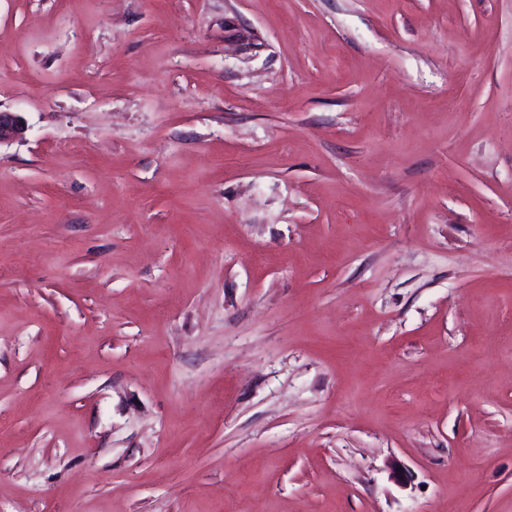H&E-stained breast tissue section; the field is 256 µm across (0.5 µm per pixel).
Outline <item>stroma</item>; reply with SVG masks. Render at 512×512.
<instances>
[{
	"mask_svg": "<svg viewBox=\"0 0 512 512\" xmlns=\"http://www.w3.org/2000/svg\"><path fill=\"white\" fill-rule=\"evenodd\" d=\"M0 512H512V0H0ZM27 128L25 119L20 114L0 112V146L4 143L22 141Z\"/></svg>",
	"mask_w": 512,
	"mask_h": 512,
	"instance_id": "35a3bbf8",
	"label": "stroma"
}]
</instances>
